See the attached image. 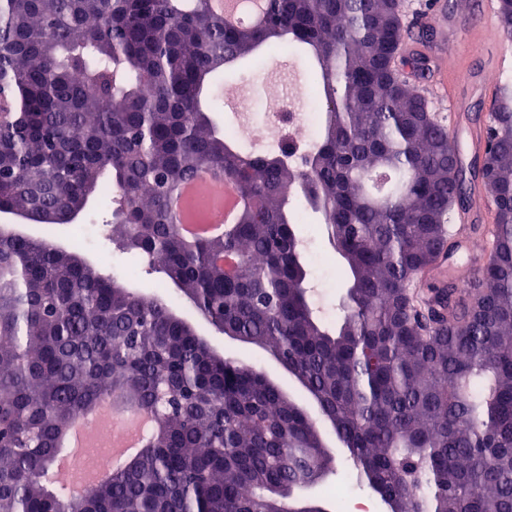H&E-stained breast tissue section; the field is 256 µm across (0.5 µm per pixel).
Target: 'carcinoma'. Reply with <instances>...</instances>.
<instances>
[{
  "label": "carcinoma",
  "mask_w": 512,
  "mask_h": 512,
  "mask_svg": "<svg viewBox=\"0 0 512 512\" xmlns=\"http://www.w3.org/2000/svg\"><path fill=\"white\" fill-rule=\"evenodd\" d=\"M497 13L512 32V0ZM405 33L400 0H265L248 27L210 0H0V213L73 224L107 193L112 241L297 375L393 512H512V89L472 168L498 189L488 258L474 287L450 277L421 298L464 178L395 64ZM263 47L314 60L325 112L301 168L294 143L239 146L203 102ZM204 177L241 204L224 235L186 241L170 197ZM296 197L345 263L333 328L307 292ZM106 401L150 417L151 441L75 499L56 481L61 441ZM334 462L302 406L211 355L163 294L122 287L77 245L0 231V512H287L276 493Z\"/></svg>",
  "instance_id": "cac0c4a2"
}]
</instances>
